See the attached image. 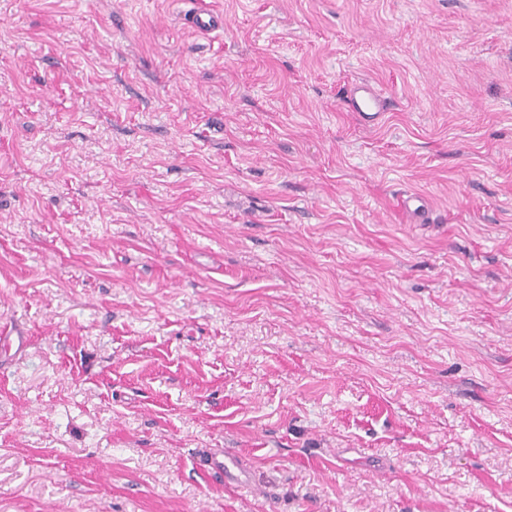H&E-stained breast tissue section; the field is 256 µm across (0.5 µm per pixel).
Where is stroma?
Segmentation results:
<instances>
[{
  "mask_svg": "<svg viewBox=\"0 0 512 512\" xmlns=\"http://www.w3.org/2000/svg\"><path fill=\"white\" fill-rule=\"evenodd\" d=\"M207 2L0 0V512H512V0ZM186 24L196 33L207 34L224 27V15L213 9H198L186 19ZM346 104L365 126L374 125L387 109L386 101L368 80H357L346 90ZM396 210L404 219H410L414 224H428L430 204L426 196L416 192H401L396 198ZM206 461L209 470L224 477L225 484L247 485L248 471L233 454L225 451L220 455L211 454Z\"/></svg>",
  "mask_w": 512,
  "mask_h": 512,
  "instance_id": "1",
  "label": "stroma"
}]
</instances>
